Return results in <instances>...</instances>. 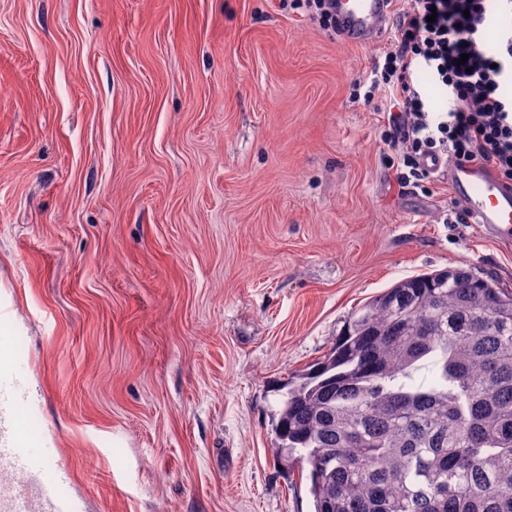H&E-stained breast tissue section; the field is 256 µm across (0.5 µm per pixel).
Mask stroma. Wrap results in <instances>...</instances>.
I'll return each instance as SVG.
<instances>
[{"label":"stroma","mask_w":512,"mask_h":512,"mask_svg":"<svg viewBox=\"0 0 512 512\" xmlns=\"http://www.w3.org/2000/svg\"><path fill=\"white\" fill-rule=\"evenodd\" d=\"M294 0H0V330L28 447L0 479L73 512H313L282 464L277 388L395 282L464 267L512 290V247L447 173L397 181L394 42Z\"/></svg>","instance_id":"obj_1"}]
</instances>
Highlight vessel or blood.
Masks as SVG:
<instances>
[{
	"label": "vessel or blood",
	"instance_id": "obj_1",
	"mask_svg": "<svg viewBox=\"0 0 512 512\" xmlns=\"http://www.w3.org/2000/svg\"><path fill=\"white\" fill-rule=\"evenodd\" d=\"M390 0H336L339 35L369 47L390 23ZM450 183L472 223L499 243L512 244V187L477 161L449 164ZM16 382L10 356L0 357V468L24 478L54 467L53 459L34 453L20 440L14 411Z\"/></svg>",
	"mask_w": 512,
	"mask_h": 512
}]
</instances>
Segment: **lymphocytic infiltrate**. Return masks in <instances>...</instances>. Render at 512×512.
<instances>
[{
  "instance_id": "f902f5d3",
  "label": "lymphocytic infiltrate",
  "mask_w": 512,
  "mask_h": 512,
  "mask_svg": "<svg viewBox=\"0 0 512 512\" xmlns=\"http://www.w3.org/2000/svg\"><path fill=\"white\" fill-rule=\"evenodd\" d=\"M500 0H410L396 18L395 44L375 63L371 88L383 89L398 111L388 140L399 150L397 178H427L426 160L482 162L512 184V101L499 93L512 80V35L489 55L485 34ZM428 72L448 100L432 110L417 81Z\"/></svg>"
}]
</instances>
